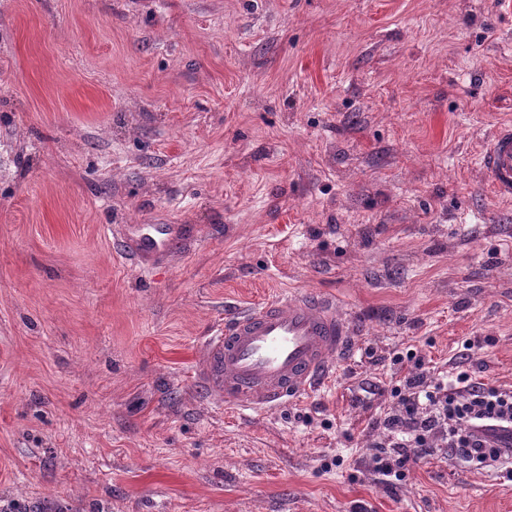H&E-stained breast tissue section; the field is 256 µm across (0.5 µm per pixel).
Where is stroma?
Listing matches in <instances>:
<instances>
[{
    "mask_svg": "<svg viewBox=\"0 0 512 512\" xmlns=\"http://www.w3.org/2000/svg\"><path fill=\"white\" fill-rule=\"evenodd\" d=\"M503 123L512 0H0V512H512L369 464L413 359L512 390ZM129 224L185 236L146 267ZM286 291L350 324L328 386L210 401L207 339ZM479 165L500 197H512V127L501 128L481 154Z\"/></svg>",
    "mask_w": 512,
    "mask_h": 512,
    "instance_id": "stroma-1",
    "label": "stroma"
}]
</instances>
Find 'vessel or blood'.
<instances>
[{"instance_id": "vessel-or-blood-1", "label": "vessel or blood", "mask_w": 512, "mask_h": 512, "mask_svg": "<svg viewBox=\"0 0 512 512\" xmlns=\"http://www.w3.org/2000/svg\"><path fill=\"white\" fill-rule=\"evenodd\" d=\"M479 165L496 195L512 197V127L501 128ZM181 229L122 237V248L138 261L173 249ZM350 344V329L334 300L286 295L234 314L221 335L211 337L198 366L206 394L225 407L256 414L325 385Z\"/></svg>"}]
</instances>
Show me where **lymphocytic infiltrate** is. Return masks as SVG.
Listing matches in <instances>:
<instances>
[{
    "instance_id": "obj_1",
    "label": "lymphocytic infiltrate",
    "mask_w": 512,
    "mask_h": 512,
    "mask_svg": "<svg viewBox=\"0 0 512 512\" xmlns=\"http://www.w3.org/2000/svg\"><path fill=\"white\" fill-rule=\"evenodd\" d=\"M391 395L396 407L375 425L390 434L392 450L372 456L386 484H398L412 464L441 448L472 462L501 457L502 448L488 441L487 434L512 429L511 391L488 386L464 372L432 383L419 363Z\"/></svg>"
}]
</instances>
